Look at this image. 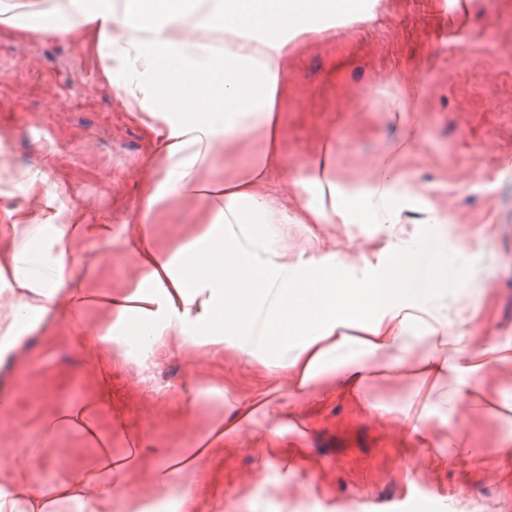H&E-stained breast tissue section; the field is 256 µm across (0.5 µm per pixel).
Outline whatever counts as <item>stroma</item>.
Masks as SVG:
<instances>
[{
  "label": "stroma",
  "mask_w": 512,
  "mask_h": 512,
  "mask_svg": "<svg viewBox=\"0 0 512 512\" xmlns=\"http://www.w3.org/2000/svg\"><path fill=\"white\" fill-rule=\"evenodd\" d=\"M468 10L460 24L443 0H383L372 22L301 46L288 61L284 148L299 161L332 141L337 169L357 180L400 135L369 90L423 82L419 154L403 166L446 209L448 249L475 273L469 289L482 307L467 325L472 344L512 346V0H469ZM145 152L142 129L120 110L99 61L81 44L21 39L0 28V169L17 172L10 185L0 184V225L8 211L27 207L25 171L36 164L84 223L129 232ZM202 209L193 199L162 208L159 242L185 235ZM319 232L331 248L346 250L353 239L371 252L378 228L323 224ZM136 274L135 257L116 246L103 251L85 287L120 288ZM226 380L233 398L210 394ZM268 382L236 362L203 360L177 341L152 357L150 372L134 364L113 370L103 396L94 355L59 321L28 337L13 366L0 367V389L12 397L11 408L0 412V449L34 445L43 457L77 464L71 471L40 469V480L78 477L80 468L94 467L97 448L67 427L46 434L45 422L97 396L113 455L137 462L121 479L112 512L168 504L172 495L155 483L159 466L230 400L246 402ZM173 388L182 390L180 402L166 401ZM413 389L409 378H375L363 396L397 409ZM453 399L452 386L438 391L424 444L392 416H364L355 401L336 394L295 410L297 429L274 448L263 433L279 419L259 416L250 442L214 452L200 510L417 512L418 500L426 499L436 512H512V453L502 447L512 438V417L469 407L460 449L451 434Z\"/></svg>",
  "instance_id": "obj_1"
}]
</instances>
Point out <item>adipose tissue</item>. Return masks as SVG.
<instances>
[{"label":"adipose tissue","mask_w":512,"mask_h":512,"mask_svg":"<svg viewBox=\"0 0 512 512\" xmlns=\"http://www.w3.org/2000/svg\"><path fill=\"white\" fill-rule=\"evenodd\" d=\"M377 2L58 0L18 13L0 0V25L16 36L73 40L101 62L119 105L143 130L153 170L137 228L124 241L137 258L136 278L94 294L71 252L88 237L111 241L110 226L81 223L57 203L44 172L30 177L26 193L39 223L18 210L0 226V364L44 319L66 311L71 335L84 337L105 381L133 353L161 352L175 340L276 379L253 393L249 407L213 417L169 457L158 480L173 487L175 512H199L212 449L246 442L273 401H309L318 377L354 397L366 380L406 370L416 390L396 423L420 440L436 412V390L452 383L461 400L475 397L469 378L487 360L459 330L462 316L448 314L449 289L466 287L472 273L448 258L447 213L400 168L419 145L421 126L410 110L423 86L387 100L402 136L355 187L344 185L329 150L298 162L283 151L289 58L307 41L372 19ZM251 134L260 148L246 169L201 180L202 169L241 154ZM274 168L283 190L267 187ZM187 198L203 202L199 225L161 244L158 210ZM320 224H376L382 239L374 255L355 243L344 255L325 246ZM295 226L307 232L303 245L292 243ZM89 304L104 309L106 322L77 320ZM409 335L428 338L431 348L408 366L399 352ZM93 411L84 403L60 419L98 446L95 469L76 481L43 482L40 454L19 449L0 464V512H112L115 489L99 476L124 473L127 463L113 458Z\"/></svg>","instance_id":"1"}]
</instances>
